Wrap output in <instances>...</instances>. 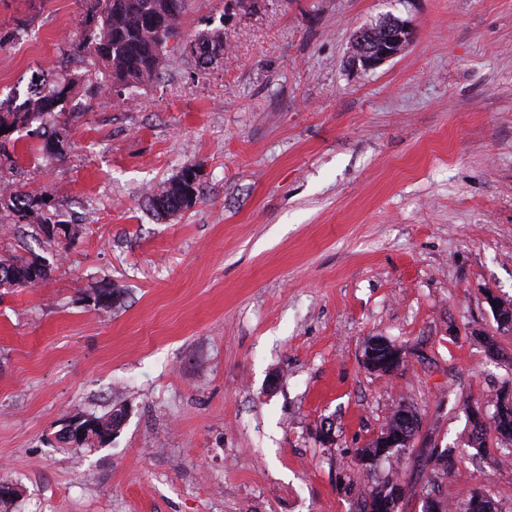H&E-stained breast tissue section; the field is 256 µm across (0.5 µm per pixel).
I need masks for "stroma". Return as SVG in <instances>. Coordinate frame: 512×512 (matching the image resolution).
Wrapping results in <instances>:
<instances>
[{
    "mask_svg": "<svg viewBox=\"0 0 512 512\" xmlns=\"http://www.w3.org/2000/svg\"><path fill=\"white\" fill-rule=\"evenodd\" d=\"M390 17L412 40L353 62V34ZM79 20L76 0H0V101L77 83L66 157L24 129L0 159L79 227L66 248L0 230V255L56 268L0 288L10 512H359L391 471L400 512H423L447 448L438 496L482 488L512 512V465L495 429L488 455L469 447L464 405L512 381L486 301L512 302V0H188L159 78L119 99L90 86ZM202 30L224 34L205 68L186 49ZM187 165L196 203L155 215L147 190ZM372 336L403 370L363 366ZM401 403L420 429L367 474L357 451ZM115 406L108 445L59 447L67 417ZM412 38V31L407 26H403L398 32L388 37L385 43L371 56L356 57L364 67H375L384 61H387L397 56L403 46L407 44ZM366 352L363 353L362 362L363 364L372 370H378L380 368L379 360L376 358L377 352L372 347H387L388 356L386 362H389L393 369L399 370L406 365L407 356L406 351L403 347L390 343L386 339L374 340L368 346Z\"/></svg>",
    "mask_w": 512,
    "mask_h": 512,
    "instance_id": "obj_1",
    "label": "stroma"
}]
</instances>
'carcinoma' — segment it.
<instances>
[{
    "instance_id": "cac0c4a2",
    "label": "carcinoma",
    "mask_w": 512,
    "mask_h": 512,
    "mask_svg": "<svg viewBox=\"0 0 512 512\" xmlns=\"http://www.w3.org/2000/svg\"><path fill=\"white\" fill-rule=\"evenodd\" d=\"M188 0H180L176 10L165 8L166 0H79L84 16L85 29L77 51H89L91 60L88 72L94 75L99 86L111 89L118 83L124 93L130 95L159 77L163 63V52L167 42L177 37L180 19L186 12ZM398 26V21H385L357 35L354 52H370L387 37L389 31ZM190 43L210 47L212 56L202 61L208 65L224 54V37L218 31H200ZM75 83L64 75L44 85L35 84V97L19 105L3 109L0 107V135L4 130H15L19 126L33 123L45 124L48 117L57 119V126L47 137L46 148L55 156H66L65 140L68 139L69 118L65 117L64 100L74 89ZM183 167L179 173L154 188L147 197L148 206L159 215L177 213V204L191 191L199 192V183H190ZM0 224H25L32 226L48 241L58 236L50 226L64 225L63 238L70 242L76 239L77 228L64 224L58 213L50 209L47 195H33L24 190V185L0 180ZM52 269L37 256L27 258L20 254L0 256V288H32L50 277ZM492 406L496 407L499 431L507 443L512 444V399L507 400L503 390H498ZM124 408L113 409L98 416L94 429L83 438L73 440L82 447L99 441L104 434L118 431ZM455 465L451 451L441 452L425 476V487H435L441 476ZM401 481L391 472L377 478L368 496L363 500L360 512H385L392 486Z\"/></svg>"
}]
</instances>
